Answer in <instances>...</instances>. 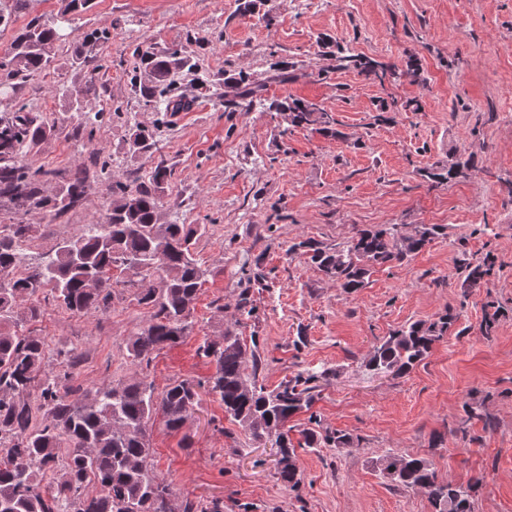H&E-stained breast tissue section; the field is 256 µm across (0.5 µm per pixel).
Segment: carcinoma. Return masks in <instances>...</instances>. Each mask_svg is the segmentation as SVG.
Returning a JSON list of instances; mask_svg holds the SVG:
<instances>
[{"label": "carcinoma", "instance_id": "carcinoma-1", "mask_svg": "<svg viewBox=\"0 0 512 512\" xmlns=\"http://www.w3.org/2000/svg\"><path fill=\"white\" fill-rule=\"evenodd\" d=\"M28 0H0V27L8 28L24 14ZM65 35L54 21L30 19L16 31L4 56H0V94L14 93L16 81L41 74L55 60L54 47ZM140 67L131 86L143 107L173 112L178 103L167 95L171 76L195 64L177 48L138 54ZM354 68L364 80L382 82L398 73L413 83L418 70L408 65L396 69L364 58L348 49L339 51L336 68ZM235 97L251 105L261 102V83L239 74L231 78ZM269 110L287 124L283 132L317 126L340 135L336 120L320 104L293 100L272 103ZM0 116V200L13 205L16 218L0 224V512H174L175 488L154 471L147 439L150 422L161 413L171 432L182 429L191 407L198 406L200 390L217 397L224 414L255 441H269L279 449L281 481L293 488L299 483L296 447L352 448L354 438L320 427L314 416L302 429V443L294 445L287 423L309 411L317 388L327 384V369L299 372L268 391L259 383L260 356L234 329L206 340L198 347L201 357L214 366L205 382L177 379L163 393L142 374L99 388L90 395L69 383L70 370L82 358L77 348L58 349L57 359L67 371L49 368V349L43 337L28 324L38 320L42 305L28 303L41 294L47 305L74 314L106 310L122 295L118 286L132 292L138 305L148 310L145 323L127 342V360L137 369L148 367L153 352L180 342L194 328L193 303L206 282L207 270L196 258L207 224L160 222L162 194L171 171L157 166L145 178L110 182L112 210L104 224H84L70 237L28 263L24 252L37 247L38 228L24 216L34 210L57 216L81 202L90 190L83 171L74 172L54 193L42 185L51 172L22 162L24 149L55 132L26 106L15 101ZM153 131L137 129L127 153L148 152ZM461 156L448 166L423 173L431 184H446L469 168ZM438 224L411 227L389 224L376 229H356L345 242L320 246L311 241L293 244L292 254L305 249L309 260L336 287L354 293L366 285L372 269L401 263L420 252L441 234ZM128 260L142 264L123 281L112 271L128 270ZM488 268L477 265L462 282L464 291L477 287ZM451 319L415 321L395 331L375 347L366 367L376 374L405 376L448 331ZM383 476L399 489L422 491L435 512H472V486L454 485L439 478L424 459L389 454L382 458ZM91 485L102 489L88 492ZM182 512H222L217 502L184 498Z\"/></svg>", "mask_w": 512, "mask_h": 512}]
</instances>
